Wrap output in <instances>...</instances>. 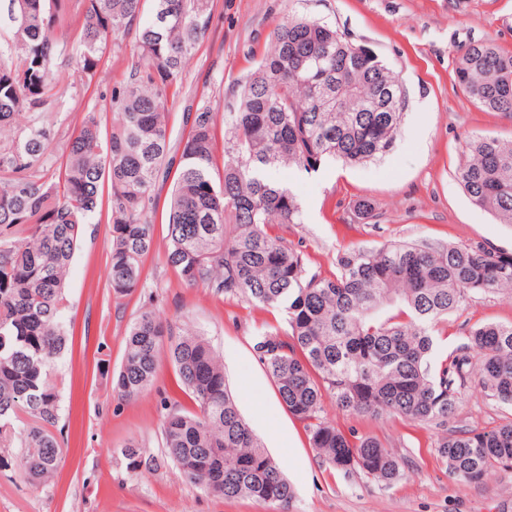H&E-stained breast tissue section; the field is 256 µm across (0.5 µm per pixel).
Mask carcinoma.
<instances>
[{"label": "carcinoma", "instance_id": "1", "mask_svg": "<svg viewBox=\"0 0 512 512\" xmlns=\"http://www.w3.org/2000/svg\"><path fill=\"white\" fill-rule=\"evenodd\" d=\"M211 22V0H0L9 34L0 45V468L16 466L33 489L54 479L63 457L51 365L66 346V280L86 224L107 202L109 286L117 298L131 295L154 246L152 191L170 177L167 264L189 288L284 314L286 329L266 325L254 350L328 467L385 486L403 477L393 449L322 416L327 397L352 415L437 427L472 381L512 407V322L472 325L461 346L434 356L435 326L448 314L480 293L512 294L511 251L463 242L354 247L327 275L274 233L302 215L290 188L268 178L273 170L366 164L392 150L406 106L399 74L336 27L290 13L224 112L186 113L188 135L174 152L167 101ZM133 26L131 64L111 91V131L88 111L59 165L47 163L55 131L45 114L65 67L96 77L109 41ZM454 73L480 108L512 119V52L489 38L473 42ZM456 178L476 207L512 224V140L466 137ZM163 353L196 407L162 421L165 452L183 477L214 497L288 512L294 490L201 336L141 312L113 392L141 396ZM435 448L450 472L478 483L512 466V420L445 432ZM121 454L131 471L151 462L133 441Z\"/></svg>", "mask_w": 512, "mask_h": 512}]
</instances>
